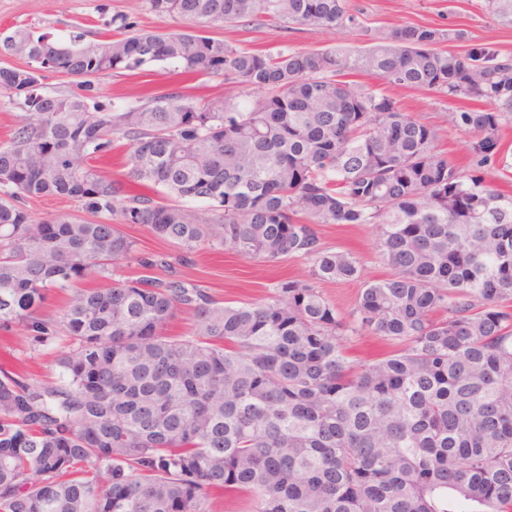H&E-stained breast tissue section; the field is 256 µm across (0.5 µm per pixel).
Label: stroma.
Returning <instances> with one entry per match:
<instances>
[{
  "mask_svg": "<svg viewBox=\"0 0 512 512\" xmlns=\"http://www.w3.org/2000/svg\"><path fill=\"white\" fill-rule=\"evenodd\" d=\"M358 12L363 30L341 26L311 30L288 23L258 24L250 21L228 23L211 28L212 36L224 39L238 48L260 53L278 49L317 50L330 47H363L368 34L390 33L406 26L464 29L474 42L491 43L505 55H512V28L501 26L484 8L483 0H347ZM121 14L136 29L175 31L183 23L168 15L148 9L145 0H0V33L15 25H26L68 42L71 34L81 32L87 38H98L106 30L112 16ZM357 83L382 89L399 110L413 119L435 128V145L466 173H479L490 185L512 192V120L502 121L498 132L500 154L485 165H477L472 152L473 135L448 123V114L462 109L459 101L448 100L435 91H419L406 87L381 85L370 75H357ZM48 92L64 95L89 94L116 112L137 103L146 95L176 89L199 104H220L227 99L242 98L245 89L230 84L223 77L208 74H174L171 67L156 65L148 71L133 74L111 72L92 77L89 87L79 78L54 74L46 81ZM124 232L136 240L139 254L155 259L156 267L145 269L138 262L122 260L114 267L119 279L149 276L166 280L188 278L222 301L257 303L272 292L281 279H307L309 261L288 256L275 263L246 259L203 243L188 253L171 242L154 237L139 224H127ZM320 240L331 251H344L355 256L361 276L353 281H321L317 287L322 296L334 304L341 314H348L356 298L369 281L390 273L378 250V228L373 224H322ZM114 277V278H115ZM65 342L47 347L30 348L20 327L0 330V367L30 381H53L58 376V359L65 354Z\"/></svg>",
  "mask_w": 512,
  "mask_h": 512,
  "instance_id": "stroma-1",
  "label": "stroma"
}]
</instances>
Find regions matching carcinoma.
Masks as SVG:
<instances>
[{
  "label": "carcinoma",
  "mask_w": 512,
  "mask_h": 512,
  "mask_svg": "<svg viewBox=\"0 0 512 512\" xmlns=\"http://www.w3.org/2000/svg\"><path fill=\"white\" fill-rule=\"evenodd\" d=\"M512 27V0H484ZM181 30L53 42L0 36L25 57L0 91L28 117L0 144V328L32 345L62 332L57 380L0 369V512H211L218 494L255 512H512V194L435 150V131L395 101L341 77L435 90L486 108L448 114L477 137L482 166L512 116V57L459 28L412 26L356 49L254 53L202 27L240 20L355 28L346 0H148ZM466 43L463 51L445 43ZM171 65L222 76L241 102L199 105L173 90L121 112L45 92L77 77ZM129 141L127 181L97 162ZM202 210L154 201L159 191ZM78 199L103 221H34L19 197ZM141 224L191 251L311 262L259 304L217 300L188 279H114L76 288L59 325L48 292L103 277L138 255ZM319 224H375L392 274L341 316L312 281L360 276L323 249ZM195 317L190 334L168 325ZM401 345L356 366L348 336Z\"/></svg>",
  "instance_id": "obj_1"
}]
</instances>
